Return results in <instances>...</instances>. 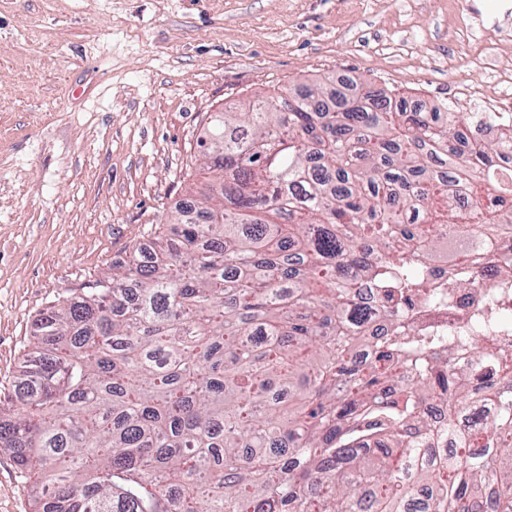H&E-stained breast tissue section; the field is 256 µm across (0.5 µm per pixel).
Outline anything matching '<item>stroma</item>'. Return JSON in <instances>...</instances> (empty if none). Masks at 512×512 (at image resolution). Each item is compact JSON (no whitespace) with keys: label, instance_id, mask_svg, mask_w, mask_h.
I'll use <instances>...</instances> for the list:
<instances>
[{"label":"stroma","instance_id":"35a3bbf8","mask_svg":"<svg viewBox=\"0 0 512 512\" xmlns=\"http://www.w3.org/2000/svg\"><path fill=\"white\" fill-rule=\"evenodd\" d=\"M512 0H0V406L51 304L149 247L213 112L308 79L512 112ZM0 447V512H32Z\"/></svg>","mask_w":512,"mask_h":512}]
</instances>
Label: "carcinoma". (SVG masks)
<instances>
[{"instance_id": "carcinoma-1", "label": "carcinoma", "mask_w": 512, "mask_h": 512, "mask_svg": "<svg viewBox=\"0 0 512 512\" xmlns=\"http://www.w3.org/2000/svg\"><path fill=\"white\" fill-rule=\"evenodd\" d=\"M198 147V209L40 321L0 409L34 512H410L428 485L431 512H512V353L478 379L395 312L432 298L409 251L447 245L429 224L469 234L465 196L512 227V119L482 112L475 134L446 103L301 83L213 113ZM413 351L428 365L399 387ZM446 397L496 398L499 419L434 467L424 406Z\"/></svg>"}]
</instances>
